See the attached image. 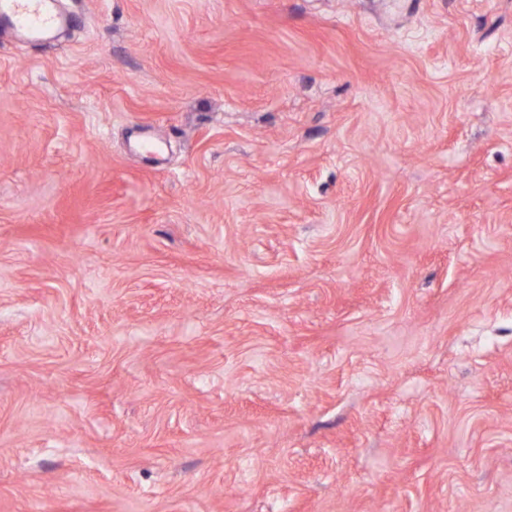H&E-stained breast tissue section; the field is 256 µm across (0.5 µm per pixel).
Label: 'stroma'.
Listing matches in <instances>:
<instances>
[{
    "label": "stroma",
    "instance_id": "stroma-1",
    "mask_svg": "<svg viewBox=\"0 0 512 512\" xmlns=\"http://www.w3.org/2000/svg\"><path fill=\"white\" fill-rule=\"evenodd\" d=\"M0 39V512H512V0H82Z\"/></svg>",
    "mask_w": 512,
    "mask_h": 512
}]
</instances>
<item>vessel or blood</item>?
<instances>
[{
    "label": "vessel or blood",
    "mask_w": 512,
    "mask_h": 512,
    "mask_svg": "<svg viewBox=\"0 0 512 512\" xmlns=\"http://www.w3.org/2000/svg\"><path fill=\"white\" fill-rule=\"evenodd\" d=\"M61 4L62 0H0V37L17 32L33 42L46 41L49 32L73 20Z\"/></svg>",
    "instance_id": "b4317fda"
}]
</instances>
